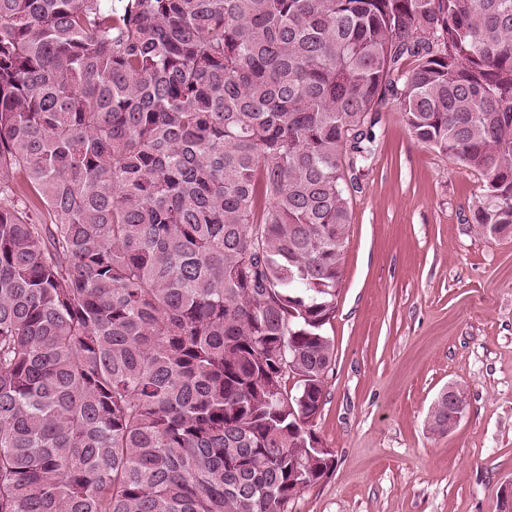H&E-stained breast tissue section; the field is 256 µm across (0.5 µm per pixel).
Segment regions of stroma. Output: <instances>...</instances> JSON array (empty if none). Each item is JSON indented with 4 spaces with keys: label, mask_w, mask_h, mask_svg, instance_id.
I'll use <instances>...</instances> for the list:
<instances>
[{
    "label": "stroma",
    "mask_w": 512,
    "mask_h": 512,
    "mask_svg": "<svg viewBox=\"0 0 512 512\" xmlns=\"http://www.w3.org/2000/svg\"><path fill=\"white\" fill-rule=\"evenodd\" d=\"M374 132L315 421L336 468L288 512H498L512 484V239L475 234L485 177L412 140L396 105ZM451 385L462 417L432 432Z\"/></svg>",
    "instance_id": "obj_1"
}]
</instances>
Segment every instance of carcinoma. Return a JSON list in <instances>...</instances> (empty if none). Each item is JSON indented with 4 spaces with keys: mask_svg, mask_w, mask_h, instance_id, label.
<instances>
[{
    "mask_svg": "<svg viewBox=\"0 0 512 512\" xmlns=\"http://www.w3.org/2000/svg\"><path fill=\"white\" fill-rule=\"evenodd\" d=\"M388 100L512 236V0H0V512H287L333 473Z\"/></svg>",
    "mask_w": 512,
    "mask_h": 512,
    "instance_id": "cac0c4a2",
    "label": "carcinoma"
}]
</instances>
